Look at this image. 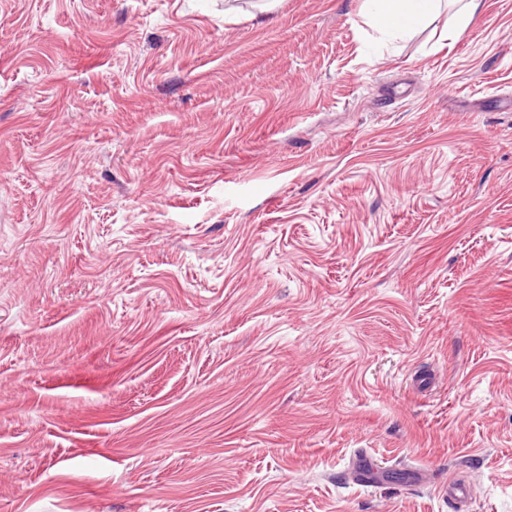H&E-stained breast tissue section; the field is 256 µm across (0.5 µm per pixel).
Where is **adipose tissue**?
<instances>
[{
	"label": "adipose tissue",
	"mask_w": 512,
	"mask_h": 512,
	"mask_svg": "<svg viewBox=\"0 0 512 512\" xmlns=\"http://www.w3.org/2000/svg\"><path fill=\"white\" fill-rule=\"evenodd\" d=\"M440 0H364L369 25L384 35H407L429 20Z\"/></svg>",
	"instance_id": "adipose-tissue-1"
}]
</instances>
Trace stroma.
I'll list each match as a JSON object with an SVG mask.
<instances>
[{"mask_svg": "<svg viewBox=\"0 0 512 512\" xmlns=\"http://www.w3.org/2000/svg\"><path fill=\"white\" fill-rule=\"evenodd\" d=\"M362 3L0 0V512H512V0ZM441 0H364L368 24L383 35H408L429 20ZM448 3L457 6V19L453 35L459 38L466 32L473 21L479 8L480 0H448ZM439 495L454 505H462L472 497V486L460 478L450 476L447 482H440L435 486Z\"/></svg>", "mask_w": 512, "mask_h": 512, "instance_id": "1", "label": "stroma"}]
</instances>
